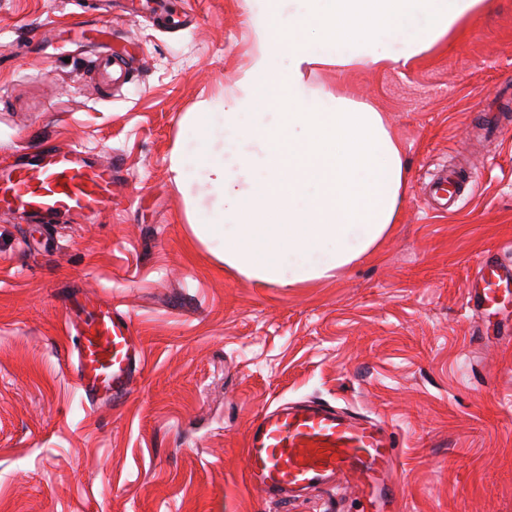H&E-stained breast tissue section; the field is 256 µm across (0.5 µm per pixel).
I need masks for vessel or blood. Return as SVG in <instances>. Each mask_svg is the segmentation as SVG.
Returning a JSON list of instances; mask_svg holds the SVG:
<instances>
[{"mask_svg":"<svg viewBox=\"0 0 512 512\" xmlns=\"http://www.w3.org/2000/svg\"><path fill=\"white\" fill-rule=\"evenodd\" d=\"M115 166L73 146L50 145L0 165V208L42 224H81L112 202ZM478 287L469 289L475 309H486L511 291L512 269L483 260ZM71 332L75 384L93 404L120 405L136 388L144 351L132 330L131 314L119 306L84 299L66 316ZM247 480L269 498L342 479L375 505L395 497L394 442L378 420L329 404L301 401L266 409L245 437Z\"/></svg>","mask_w":512,"mask_h":512,"instance_id":"vessel-or-blood-1","label":"vessel or blood"}]
</instances>
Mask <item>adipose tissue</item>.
Listing matches in <instances>:
<instances>
[{"instance_id":"adipose-tissue-1","label":"adipose tissue","mask_w":512,"mask_h":512,"mask_svg":"<svg viewBox=\"0 0 512 512\" xmlns=\"http://www.w3.org/2000/svg\"><path fill=\"white\" fill-rule=\"evenodd\" d=\"M251 2L258 51L241 93L223 111L197 113L198 139L172 169L205 188L194 229L225 267L292 287L334 277L375 248L406 177L382 112L310 87L307 72L411 60L491 0ZM283 57L279 77L273 64Z\"/></svg>"}]
</instances>
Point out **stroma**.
<instances>
[{
	"label": "stroma",
	"instance_id": "35a3bbf8",
	"mask_svg": "<svg viewBox=\"0 0 512 512\" xmlns=\"http://www.w3.org/2000/svg\"><path fill=\"white\" fill-rule=\"evenodd\" d=\"M152 7L0 0V162L72 145L117 162L112 205L84 224L0 210V512H368L347 483L277 503L245 479V434L267 405L303 400L384 421L393 512H512V304L466 301L478 262L512 264V0H493L407 65H327L383 112L403 148L397 220L337 276L295 287L226 268L191 226L197 186L173 155L197 112L239 93L256 44L247 0ZM133 54L101 81L94 60ZM479 178L451 212L422 193L444 169ZM93 294L133 317L143 378L120 405L75 387L64 318Z\"/></svg>",
	"mask_w": 512,
	"mask_h": 512
}]
</instances>
